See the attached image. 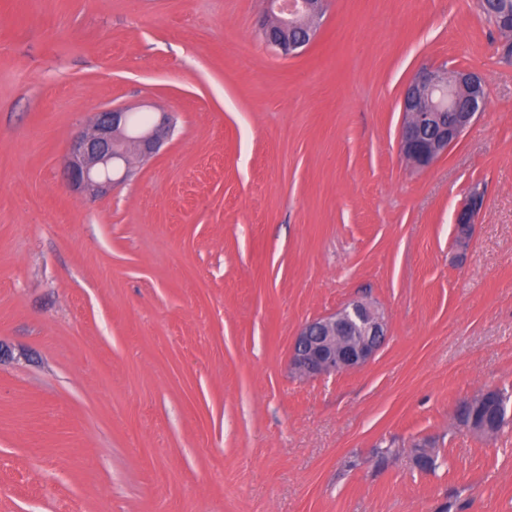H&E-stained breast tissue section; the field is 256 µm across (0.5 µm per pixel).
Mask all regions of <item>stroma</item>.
<instances>
[{"mask_svg":"<svg viewBox=\"0 0 512 512\" xmlns=\"http://www.w3.org/2000/svg\"><path fill=\"white\" fill-rule=\"evenodd\" d=\"M263 8L0 0V512H512V400L497 437L454 424L512 397V59L477 0H330L293 57ZM425 65L487 102L417 168ZM110 108L174 132L73 190L69 143ZM357 298L387 321L374 359L292 375L298 328ZM483 208V195L478 192H469L457 215L458 238L465 241L471 234L477 217Z\"/></svg>","mask_w":512,"mask_h":512,"instance_id":"35a3bbf8","label":"stroma"}]
</instances>
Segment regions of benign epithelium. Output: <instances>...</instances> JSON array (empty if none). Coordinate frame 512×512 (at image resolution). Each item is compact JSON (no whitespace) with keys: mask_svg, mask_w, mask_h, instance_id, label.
I'll use <instances>...</instances> for the list:
<instances>
[{"mask_svg":"<svg viewBox=\"0 0 512 512\" xmlns=\"http://www.w3.org/2000/svg\"><path fill=\"white\" fill-rule=\"evenodd\" d=\"M327 0H266V18L261 24L265 43L283 55L293 56L314 37V19ZM483 79L466 69L423 68L406 86L401 110L404 121L399 149L413 164L429 166L457 143L486 105ZM130 113L123 109L97 112L90 130L69 146L66 169L78 189L102 188L115 183L112 171L130 157L153 156L161 145L165 123L150 130L129 133ZM483 208V195L470 192L457 215L458 238L466 240ZM387 336L382 312L362 302L351 301L338 311L305 322L290 343L289 369L304 379L356 371L368 364Z\"/></svg>","mask_w":512,"mask_h":512,"instance_id":"7a95c632","label":"benign epithelium"}]
</instances>
